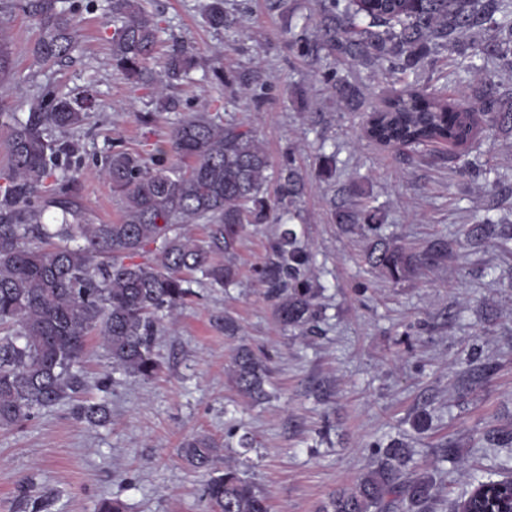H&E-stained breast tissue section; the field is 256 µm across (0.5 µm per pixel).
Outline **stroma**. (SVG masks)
I'll return each instance as SVG.
<instances>
[{
  "instance_id": "35a3bbf8",
  "label": "stroma",
  "mask_w": 512,
  "mask_h": 512,
  "mask_svg": "<svg viewBox=\"0 0 512 512\" xmlns=\"http://www.w3.org/2000/svg\"><path fill=\"white\" fill-rule=\"evenodd\" d=\"M207 0H146L164 27L163 40L184 43L197 64L168 89L160 107L152 89L129 84L110 61L109 0H91L79 15L78 47L70 60L38 67L29 49L34 22L16 11L5 20L12 52L10 78L0 83V169L14 120L46 93L92 87L97 107L77 136L86 173L80 196L96 222L118 221L121 203L93 173L107 151L134 152L166 138L183 113L230 112L256 132L273 167L287 157L311 171L294 228L312 261L308 277L321 295L313 330H286L254 278L276 225L248 229L239 244V274L225 288L195 286L158 337L159 370L151 378L112 372L98 341H90L80 397L106 403L110 420L92 425L66 399L23 425L0 429V512H97L117 499L124 512H203L207 475L181 455L183 441L206 435L239 459V435L254 439L248 469L271 512H317L336 490L371 469L373 444L399 440L420 471L446 494L434 512H452L480 477L512 475V252L498 235L468 242L466 229L487 212L512 221V198L494 178L477 182L459 172L457 150L384 147L363 135L366 109L381 106L395 76L377 65L312 60L290 41L303 24L317 25L320 0H227L237 18L210 28ZM247 74L266 86L259 102L240 96L213 70ZM337 68L359 87L365 109L352 111L315 77ZM152 112V127L136 113ZM476 150L498 172L512 174V132L481 130ZM336 156V174L315 177L320 153ZM364 190L384 217L377 230L330 220L336 190ZM405 245L423 262L399 283L365 262L376 240ZM238 326L224 331L225 318ZM265 353L267 401L244 396L230 375L235 348ZM112 374L108 391L96 382ZM428 415L426 429L416 427ZM451 456H444V448Z\"/></svg>"
}]
</instances>
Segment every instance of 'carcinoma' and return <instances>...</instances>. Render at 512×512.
<instances>
[{"mask_svg":"<svg viewBox=\"0 0 512 512\" xmlns=\"http://www.w3.org/2000/svg\"><path fill=\"white\" fill-rule=\"evenodd\" d=\"M59 0H6L0 14L19 10L36 21L40 35L31 49L42 67L70 57L78 33L74 15ZM117 22L112 33V69L156 93L181 81L196 63L184 45L169 46L162 69L154 71L162 27L142 0H111ZM203 17L212 28L234 19L224 0H209ZM512 0H321V19L312 38L296 42L305 55L323 50L352 61L375 60L390 74H415L440 67L441 50L451 47L462 58L448 62V73L481 71L475 90V114L463 111L442 90L405 84L389 92L386 105L369 116L366 137L376 143L420 148L451 144L464 149L479 124L512 131V96L501 91L502 71L512 72ZM477 31L482 64L465 54L463 37ZM11 51L0 37V81L10 77ZM323 83L354 109L361 92L337 73ZM96 106L85 87L72 95H44L24 120L10 127L9 168L0 185V427L20 424L43 409L72 397L83 387L81 366L87 340L99 339L112 370L150 377L158 368L154 353L165 319L203 280L222 288L237 278V246L249 226L278 224L268 255L255 269L263 295L274 302L283 326L302 330L321 314L319 289L306 276L311 254L288 223L300 217L306 172L288 158L276 173L252 129L210 112H186L169 139L148 155L114 149L95 162L122 199L119 221L93 224L78 196L84 175L82 129ZM487 171L479 157L467 159L462 174L475 180ZM275 198L267 194L271 178ZM53 214L54 223L45 222ZM337 224H379L377 210L354 187L332 203ZM209 226L196 239L188 225ZM369 265L397 283L417 260L396 244L368 253ZM268 367L249 345L232 358V378L243 394L263 400ZM76 414L94 425L108 421L107 406L84 401ZM215 439L197 436L181 446L195 468L224 472L203 486L208 512H270L262 490L244 477L242 463L222 462ZM374 467L356 483L332 494L319 512H429L440 487L429 474L402 479L413 450L395 441L374 450ZM455 512H512V479L479 480Z\"/></svg>","mask_w":512,"mask_h":512,"instance_id":"cac0c4a2","label":"carcinoma"}]
</instances>
